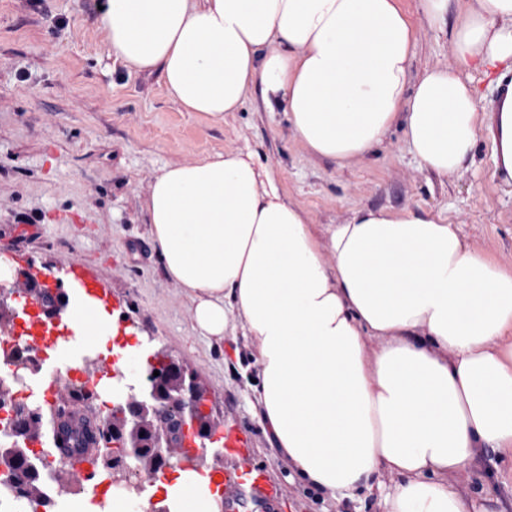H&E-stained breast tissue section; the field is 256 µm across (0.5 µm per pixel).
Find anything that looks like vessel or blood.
Instances as JSON below:
<instances>
[{"label":"vessel or blood","instance_id":"1","mask_svg":"<svg viewBox=\"0 0 512 512\" xmlns=\"http://www.w3.org/2000/svg\"><path fill=\"white\" fill-rule=\"evenodd\" d=\"M57 294L65 303L80 305L91 313L109 303L102 284L77 263L68 266L66 281L59 285ZM27 302L30 312L24 322L12 320L0 325V351L9 352L14 335L22 333L47 359L56 363L72 360L77 350L63 312L45 313L39 299L32 295ZM41 385L51 406L61 402L68 392L67 385L52 370L45 371ZM214 453L235 461L234 468L225 471L223 479L215 483L213 497L220 512H277L284 498L283 490L270 483L264 470L252 461L237 427L225 428L224 440Z\"/></svg>","mask_w":512,"mask_h":512}]
</instances>
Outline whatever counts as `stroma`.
<instances>
[{
  "mask_svg": "<svg viewBox=\"0 0 512 512\" xmlns=\"http://www.w3.org/2000/svg\"><path fill=\"white\" fill-rule=\"evenodd\" d=\"M412 23L415 71L455 62L451 30L465 4L453 0L446 23L424 18L420 0H398ZM97 0H0V267L17 279L23 254L43 279L81 262L106 288L110 312L132 352L126 381L144 379L148 354L162 350L196 373L205 409L240 427L255 460L285 491L279 512H386L385 492L400 482L382 473L378 489L353 497L308 496L262 420L255 342L230 323L223 340L197 334L189 302L152 246L142 204L153 176L174 160L228 148L257 151L315 230L358 207H418L447 216L461 236L503 267L512 266V185L494 174L488 138L474 160L448 176L421 168L401 127L361 164L337 168L296 140L287 116L252 91L238 112L215 122L183 111L158 74L128 73L109 58ZM448 482L481 512H512V459L478 449L474 465Z\"/></svg>",
  "mask_w": 512,
  "mask_h": 512,
  "instance_id": "1",
  "label": "stroma"
}]
</instances>
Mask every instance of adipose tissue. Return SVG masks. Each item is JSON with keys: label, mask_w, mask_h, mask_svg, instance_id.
<instances>
[{"label": "adipose tissue", "mask_w": 512, "mask_h": 512, "mask_svg": "<svg viewBox=\"0 0 512 512\" xmlns=\"http://www.w3.org/2000/svg\"><path fill=\"white\" fill-rule=\"evenodd\" d=\"M107 53L224 120L250 90L313 155L351 167L393 126L440 177L481 136L512 184V0H467L455 64L413 69L398 0H105ZM499 90L490 112L472 73ZM143 214L192 326L258 346L259 403L299 477L344 497L383 472L387 512H471L448 484L475 451L512 455V269L441 216L361 207L317 234L257 152L170 162ZM210 479L157 483L168 512H214Z\"/></svg>", "instance_id": "obj_1"}]
</instances>
